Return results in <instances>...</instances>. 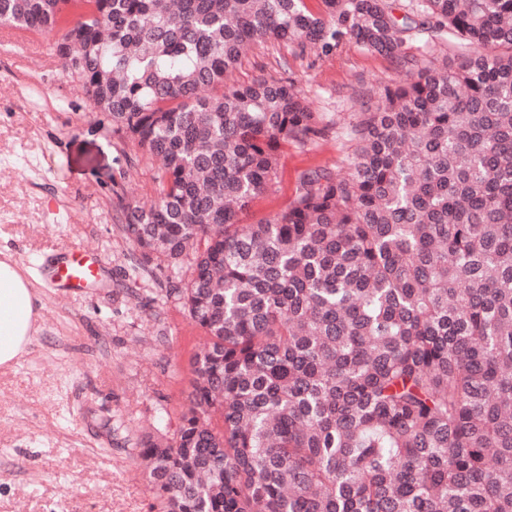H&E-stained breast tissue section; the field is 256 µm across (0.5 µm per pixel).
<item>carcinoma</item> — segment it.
<instances>
[{"mask_svg":"<svg viewBox=\"0 0 512 512\" xmlns=\"http://www.w3.org/2000/svg\"><path fill=\"white\" fill-rule=\"evenodd\" d=\"M176 2L0 0L159 161L150 208L117 196L134 245L193 256L190 405L134 448L153 512H512V0ZM268 43L402 74L342 172L244 224L325 132L293 78L230 82Z\"/></svg>","mask_w":512,"mask_h":512,"instance_id":"obj_1","label":"carcinoma"}]
</instances>
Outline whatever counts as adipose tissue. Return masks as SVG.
Segmentation results:
<instances>
[{"label":"adipose tissue","instance_id":"obj_1","mask_svg":"<svg viewBox=\"0 0 512 512\" xmlns=\"http://www.w3.org/2000/svg\"><path fill=\"white\" fill-rule=\"evenodd\" d=\"M35 289L10 261H0V365L8 366L27 352L34 331Z\"/></svg>","mask_w":512,"mask_h":512}]
</instances>
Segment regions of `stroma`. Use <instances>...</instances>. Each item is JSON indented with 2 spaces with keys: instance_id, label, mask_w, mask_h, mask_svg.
Returning a JSON list of instances; mask_svg holds the SVG:
<instances>
[{
  "instance_id": "35a3bbf8",
  "label": "stroma",
  "mask_w": 512,
  "mask_h": 512,
  "mask_svg": "<svg viewBox=\"0 0 512 512\" xmlns=\"http://www.w3.org/2000/svg\"><path fill=\"white\" fill-rule=\"evenodd\" d=\"M59 38L46 30L19 44L0 25V254L38 296L27 353L0 366V512H151L132 448L145 434L172 436L202 334L167 263L150 260L142 279L132 277L141 252L116 196L150 205L151 174L66 76L53 53ZM270 73L296 77L327 130L284 149L279 182L253 204L251 221L284 209L302 172H338L352 151L342 133L349 114L375 108L373 88L398 77L387 58L351 43L332 57L253 54L234 79ZM87 244L104 263L103 285L66 296L50 288L45 264Z\"/></svg>"
}]
</instances>
